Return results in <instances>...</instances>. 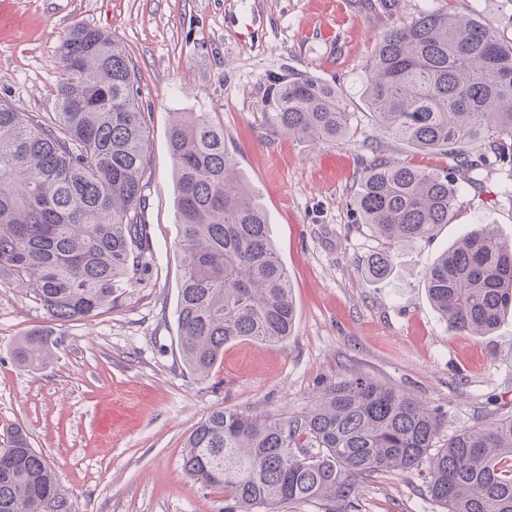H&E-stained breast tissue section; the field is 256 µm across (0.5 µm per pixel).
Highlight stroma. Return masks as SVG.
Segmentation results:
<instances>
[{"label":"stroma","instance_id":"stroma-1","mask_svg":"<svg viewBox=\"0 0 512 512\" xmlns=\"http://www.w3.org/2000/svg\"><path fill=\"white\" fill-rule=\"evenodd\" d=\"M447 0H8L16 24L0 36V101L28 112L57 109L60 46L77 25L105 32L135 66L150 130L144 219L158 264L116 308L63 326L15 286L0 287V436L23 427L48 460L66 512H225L223 489L194 484L184 443L212 410L300 411L319 385L351 372L429 402L442 435L512 411V317L487 336L452 331L434 310L424 276L473 224L512 238V162L488 141L470 148L477 168L448 223L396 250L391 275L361 265L382 244L360 223L354 196L376 157L450 168L445 153L421 154L385 135L362 96L380 35ZM512 41V0H448ZM305 72L342 88L351 142L314 148L268 125L266 78ZM204 112L224 129L237 170L270 217L288 272L296 321L279 344L225 346L208 379L184 364L174 314L181 250L170 115ZM33 330L55 346L35 368L14 348ZM351 512H441L414 472L360 482Z\"/></svg>","mask_w":512,"mask_h":512}]
</instances>
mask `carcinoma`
Masks as SVG:
<instances>
[{
  "label": "carcinoma",
  "instance_id": "1",
  "mask_svg": "<svg viewBox=\"0 0 512 512\" xmlns=\"http://www.w3.org/2000/svg\"><path fill=\"white\" fill-rule=\"evenodd\" d=\"M58 111L0 104V286L18 284L59 324L117 307L152 268L143 220L149 131L134 66L111 35L76 26L60 48ZM264 119L316 146L347 141L351 115L336 86L303 74L267 78ZM363 95L384 134L419 151L475 166L469 147L495 137L512 155V42L451 3L382 35L365 67ZM182 249L176 303L179 351L201 379L241 338L288 339L295 304L270 221L224 148V128L174 112L168 133ZM456 187L448 171L377 158L354 197L384 249L363 273L392 271L394 251L448 223ZM425 288L449 328L481 336L512 311V241L474 224L428 269ZM54 347L33 331L16 343L19 365ZM443 417L411 394L359 374L321 386L308 408L249 415L212 411L182 458L196 484L224 488L226 512H278L321 499L349 512L356 482L425 470L445 512H512V414L440 441ZM65 509L47 459L15 428L0 444V512Z\"/></svg>",
  "mask_w": 512,
  "mask_h": 512
}]
</instances>
